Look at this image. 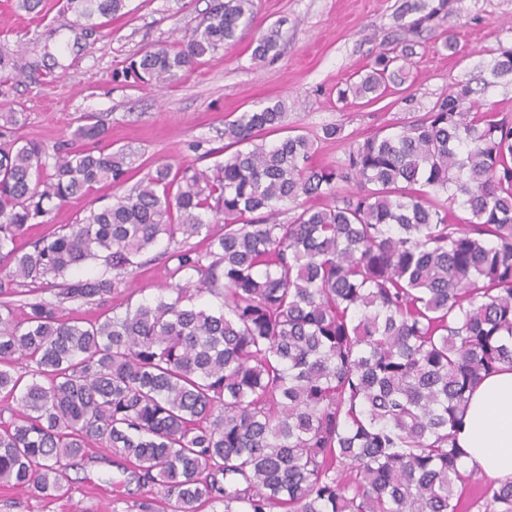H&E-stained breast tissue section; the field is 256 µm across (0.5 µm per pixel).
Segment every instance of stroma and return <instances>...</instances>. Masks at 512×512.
Returning a JSON list of instances; mask_svg holds the SVG:
<instances>
[{
    "label": "stroma",
    "instance_id": "1",
    "mask_svg": "<svg viewBox=\"0 0 512 512\" xmlns=\"http://www.w3.org/2000/svg\"><path fill=\"white\" fill-rule=\"evenodd\" d=\"M404 0H254L252 27L235 42L201 58L178 81L158 88L124 76L143 50L182 39L206 24L211 0H128L112 19H76L62 0H44L40 14L15 10L0 0V53L36 65L0 78V143L40 141L55 146L70 139L87 119L105 129L100 147L126 150L131 181L159 163L207 168L224 159V123L272 100L288 103L280 132L314 139L318 163L336 165L364 137L428 112L459 83L479 89L482 104L512 116V74L491 79L500 46L512 45V0H453L431 29L416 39L406 90L389 89L375 102L344 101L339 92L402 33ZM280 27V49L263 64L251 59L253 43L271 25ZM454 38L456 52L444 49ZM341 130L324 139L325 126ZM116 187L99 185L81 199L54 208L53 224H73L108 204ZM70 491L58 499L0 488V512H127L149 498L164 512L160 491L138 486L118 470L111 452L89 448L68 472Z\"/></svg>",
    "mask_w": 512,
    "mask_h": 512
}]
</instances>
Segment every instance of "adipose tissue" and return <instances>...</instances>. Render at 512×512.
<instances>
[{
    "label": "adipose tissue",
    "instance_id": "ef3b65f1",
    "mask_svg": "<svg viewBox=\"0 0 512 512\" xmlns=\"http://www.w3.org/2000/svg\"><path fill=\"white\" fill-rule=\"evenodd\" d=\"M456 441L465 469L512 477V367L501 366L473 391Z\"/></svg>",
    "mask_w": 512,
    "mask_h": 512
}]
</instances>
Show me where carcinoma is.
I'll return each instance as SVG.
<instances>
[{"label": "carcinoma", "instance_id": "carcinoma-1", "mask_svg": "<svg viewBox=\"0 0 512 512\" xmlns=\"http://www.w3.org/2000/svg\"><path fill=\"white\" fill-rule=\"evenodd\" d=\"M125 2L67 0L84 20ZM450 4L409 6L407 30ZM253 7L213 0L207 25L129 69L164 88L234 42ZM278 38L274 24L253 60L277 54ZM412 54L377 56L348 92L378 98L405 83L398 61ZM491 72H512V47ZM475 94L455 85L338 165L315 164L303 134L266 143L286 109L269 102L224 123V162L160 164L27 251L16 242L49 223L45 204L124 183L129 156L81 146L104 134L96 123L52 153L1 144L0 394L19 417L0 419V486L63 496L68 470L97 447L170 512H460L468 394L512 366V118ZM341 182L356 190L339 194ZM163 239L164 294L134 302L125 275ZM89 261L114 275L68 279ZM123 294L86 321L62 309ZM203 294L219 306H197ZM468 508L512 512V478Z\"/></svg>", "mask_w": 512, "mask_h": 512}]
</instances>
